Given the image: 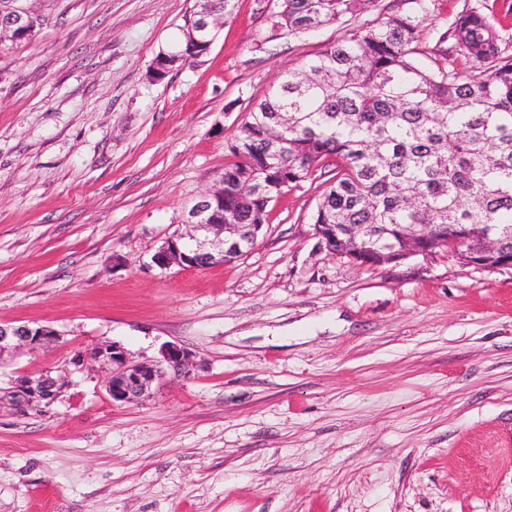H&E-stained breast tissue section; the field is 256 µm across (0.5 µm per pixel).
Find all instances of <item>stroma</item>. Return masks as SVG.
<instances>
[{
	"label": "stroma",
	"instance_id": "35a3bbf8",
	"mask_svg": "<svg viewBox=\"0 0 512 512\" xmlns=\"http://www.w3.org/2000/svg\"><path fill=\"white\" fill-rule=\"evenodd\" d=\"M195 4L37 0V35L0 48V322L60 334L0 376L112 341L194 357L143 401L90 371L49 414L0 409V512H512L511 268L336 257L318 170L234 262L151 261L281 75L405 0L303 35L281 0H233L203 61L150 80ZM472 5L512 52V0H430L419 49L454 51Z\"/></svg>",
	"mask_w": 512,
	"mask_h": 512
}]
</instances>
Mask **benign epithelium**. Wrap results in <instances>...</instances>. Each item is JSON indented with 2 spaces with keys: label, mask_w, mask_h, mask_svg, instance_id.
<instances>
[{
  "label": "benign epithelium",
  "mask_w": 512,
  "mask_h": 512,
  "mask_svg": "<svg viewBox=\"0 0 512 512\" xmlns=\"http://www.w3.org/2000/svg\"><path fill=\"white\" fill-rule=\"evenodd\" d=\"M201 9L197 21L187 26L186 42L197 46L201 53L210 51L216 38L215 31L223 18L210 10L208 0H197ZM38 12L30 7L15 6L9 20L0 19V44L27 41L36 35L35 18ZM179 61L177 56H163L154 61L149 77L158 81L169 67ZM224 201V182L205 192L187 211L185 231L168 238L152 255V262L163 269L174 264L185 268H200L232 262L248 251L256 242L260 224H233L224 217V211L213 203ZM315 235L330 253L347 255L357 262L362 257L359 241L366 233L365 225L357 224L352 233L350 250L336 249V225L316 224ZM59 341V334L50 326L13 325L0 323V360L21 348L39 350ZM192 366L191 355L183 348L167 344L160 350V359L153 363H135L117 342L76 352L61 373L51 368L37 373L12 377L0 385V408L7 405L17 413L37 411L47 414L71 383V375L100 368L107 372L106 390L115 404H129L150 397L158 383L171 376H182Z\"/></svg>",
  "instance_id": "obj_1"
}]
</instances>
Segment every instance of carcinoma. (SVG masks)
Instances as JSON below:
<instances>
[{"instance_id": "1", "label": "carcinoma", "mask_w": 512, "mask_h": 512, "mask_svg": "<svg viewBox=\"0 0 512 512\" xmlns=\"http://www.w3.org/2000/svg\"><path fill=\"white\" fill-rule=\"evenodd\" d=\"M369 0H282L278 24L305 34L349 21ZM412 12L359 28L290 69L249 112L224 167V214L235 224L268 223L269 207L313 171L334 168L312 216L336 225H368L366 252L408 249L429 226L439 247L462 263L477 234L501 239L493 267L512 256V58L481 11L452 23L461 77L424 63L419 17ZM469 230L459 240L456 225Z\"/></svg>"}]
</instances>
